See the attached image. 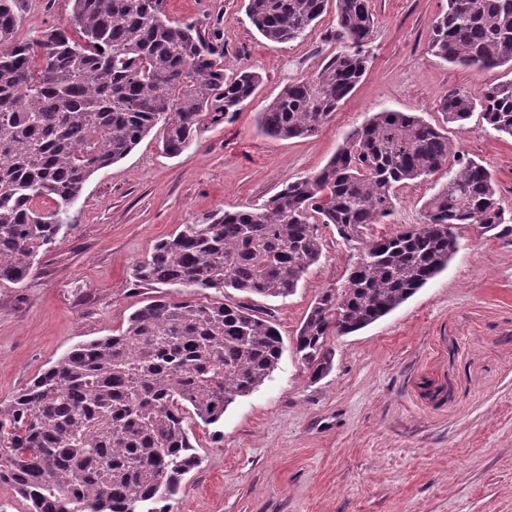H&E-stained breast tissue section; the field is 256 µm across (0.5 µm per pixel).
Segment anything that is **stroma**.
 I'll list each match as a JSON object with an SVG mask.
<instances>
[{
  "instance_id": "1",
  "label": "stroma",
  "mask_w": 512,
  "mask_h": 512,
  "mask_svg": "<svg viewBox=\"0 0 512 512\" xmlns=\"http://www.w3.org/2000/svg\"><path fill=\"white\" fill-rule=\"evenodd\" d=\"M367 69L316 135H264L257 116L290 79L309 77L342 49L327 9L288 43L265 40L244 0H167L169 19L200 18L224 46V67L250 66L263 82L220 125L202 123L193 143L167 156L145 137L95 173L69 210L59 240L39 252L21 285H0V401H8L77 343L121 333L129 315L164 295L134 282V266L184 224L261 204L288 178L322 169L345 137L375 112H416L441 123L440 100L512 79L428 51L446 0H371ZM71 0H25L18 38L55 26ZM460 156L486 166L497 200L512 212V137L480 112L449 125ZM445 173L400 189L391 233L422 220ZM324 254L287 299H258L284 343L271 375L238 398L217 425L189 427L201 459L174 512H512V232L455 230L447 268L365 329L331 339L333 368L310 382L296 332L318 291L339 286L357 252L334 227ZM181 296V289L169 291Z\"/></svg>"
}]
</instances>
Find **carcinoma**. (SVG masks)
Instances as JSON below:
<instances>
[{
  "mask_svg": "<svg viewBox=\"0 0 512 512\" xmlns=\"http://www.w3.org/2000/svg\"><path fill=\"white\" fill-rule=\"evenodd\" d=\"M65 22L16 38L22 0H0V282L21 284L39 250L96 172L152 132L170 156L207 119L241 110L262 83L247 66L224 73V48L199 21H173L165 0H72ZM267 40L303 37L329 0H245ZM345 50L313 76L286 82L259 113L271 137L319 132L355 89L368 57L370 0H335ZM431 54L475 70L512 67V0H448L432 25ZM444 123L480 110L512 136V79L478 95L451 91ZM448 130L414 112L382 110L350 134L317 173L287 179L262 204L183 224L136 265L137 283L226 288L262 298L292 295L331 224L358 244L340 286L316 295L296 336L311 381L333 364L330 337L359 331L396 309L448 266L454 229L512 223L488 169L456 158ZM448 170L423 204V221L375 236L398 190ZM283 352L270 316L234 300L160 296L126 329L74 345L0 402V485L29 512H172L186 474L199 466L187 420L219 423L261 385Z\"/></svg>",
  "mask_w": 512,
  "mask_h": 512,
  "instance_id": "cac0c4a2",
  "label": "carcinoma"
}]
</instances>
